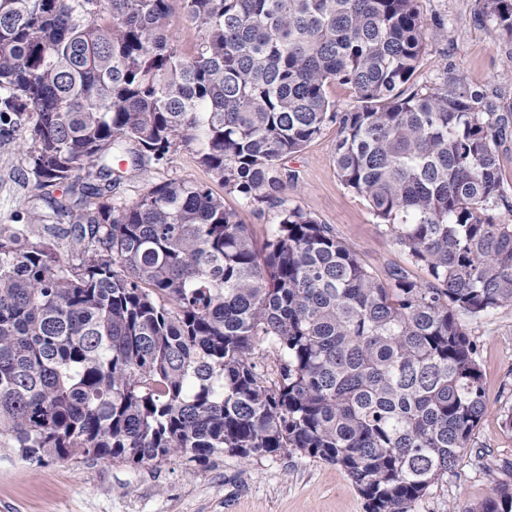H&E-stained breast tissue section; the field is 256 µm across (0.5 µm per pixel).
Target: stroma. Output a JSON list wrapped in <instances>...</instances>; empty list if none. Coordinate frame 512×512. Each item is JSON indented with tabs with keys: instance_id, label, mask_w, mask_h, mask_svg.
<instances>
[{
	"instance_id": "1",
	"label": "stroma",
	"mask_w": 512,
	"mask_h": 512,
	"mask_svg": "<svg viewBox=\"0 0 512 512\" xmlns=\"http://www.w3.org/2000/svg\"><path fill=\"white\" fill-rule=\"evenodd\" d=\"M429 25H442L429 41L414 84L422 89L454 81L480 95L478 109L512 112V38L483 11L482 0H420ZM25 125L0 123V224H23L35 191L19 147ZM335 124L288 161L286 188L278 201L244 204L201 166L193 149L179 147L166 163L129 173L112 197L131 202L170 179L208 186L235 211L256 243L269 235L280 206L301 207L352 248L374 273L407 265V255L368 202L345 188L337 175ZM478 345V364L488 410L475 428L453 472L430 488L418 512H448L487 498L495 483L512 484V307L466 323ZM0 512H367L366 501L339 466L301 452L243 460L218 453L205 466L188 470L175 459L137 466L77 459L36 464L0 448Z\"/></svg>"
}]
</instances>
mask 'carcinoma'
<instances>
[{
    "instance_id": "obj_1",
    "label": "carcinoma",
    "mask_w": 512,
    "mask_h": 512,
    "mask_svg": "<svg viewBox=\"0 0 512 512\" xmlns=\"http://www.w3.org/2000/svg\"><path fill=\"white\" fill-rule=\"evenodd\" d=\"M174 1L200 31L189 52ZM484 5L512 37V0ZM441 30L418 0H0V115L25 117L48 207L34 234L0 224V448L134 465L299 451L343 468L367 512H416L487 411L462 318L512 307V113L414 86ZM336 81L360 108L334 110ZM329 123L342 185L426 278L378 276L298 207L259 249L202 184L112 200L182 145L269 202ZM452 512H512V487Z\"/></svg>"
}]
</instances>
